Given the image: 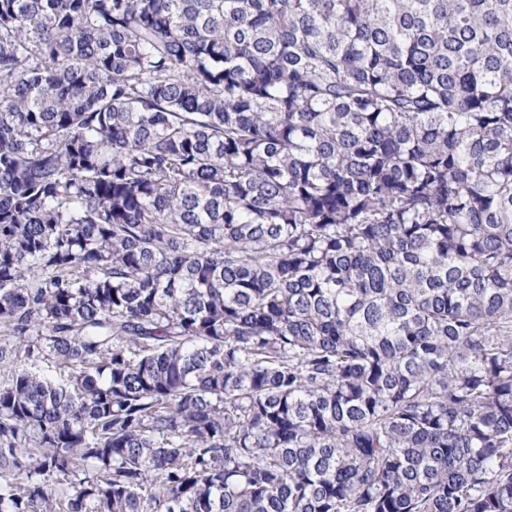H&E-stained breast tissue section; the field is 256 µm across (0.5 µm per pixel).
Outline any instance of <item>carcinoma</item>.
<instances>
[{
	"instance_id": "cac0c4a2",
	"label": "carcinoma",
	"mask_w": 512,
	"mask_h": 512,
	"mask_svg": "<svg viewBox=\"0 0 512 512\" xmlns=\"http://www.w3.org/2000/svg\"><path fill=\"white\" fill-rule=\"evenodd\" d=\"M0 512H512V0H0Z\"/></svg>"
}]
</instances>
